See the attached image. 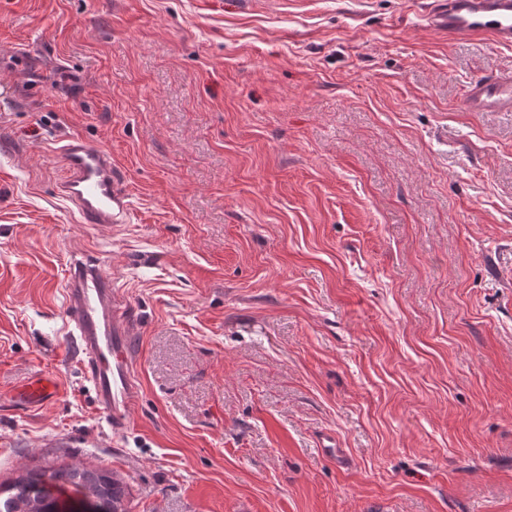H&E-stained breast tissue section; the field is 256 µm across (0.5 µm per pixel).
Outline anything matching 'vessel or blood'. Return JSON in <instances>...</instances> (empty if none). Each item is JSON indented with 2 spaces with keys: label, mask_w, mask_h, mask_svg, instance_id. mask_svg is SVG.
<instances>
[{
  "label": "vessel or blood",
  "mask_w": 512,
  "mask_h": 512,
  "mask_svg": "<svg viewBox=\"0 0 512 512\" xmlns=\"http://www.w3.org/2000/svg\"><path fill=\"white\" fill-rule=\"evenodd\" d=\"M433 28L449 39H479L495 47L512 46V0H434ZM471 112H512V72H490L468 84L462 100ZM58 152L64 175L59 194L86 224L125 223L131 209L123 172L111 155L80 136H67ZM71 334L78 340L95 402L114 433L130 426L137 402V381L130 342L138 324L116 287L99 265L83 253L71 257L65 288ZM27 405L57 400L53 376L40 373L18 392Z\"/></svg>",
  "instance_id": "vessel-or-blood-1"
}]
</instances>
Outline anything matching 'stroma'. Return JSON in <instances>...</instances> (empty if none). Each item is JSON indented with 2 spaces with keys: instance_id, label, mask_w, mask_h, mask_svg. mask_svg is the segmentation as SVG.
<instances>
[{
  "instance_id": "1",
  "label": "stroma",
  "mask_w": 512,
  "mask_h": 512,
  "mask_svg": "<svg viewBox=\"0 0 512 512\" xmlns=\"http://www.w3.org/2000/svg\"><path fill=\"white\" fill-rule=\"evenodd\" d=\"M428 8L0 0V482L55 459L131 512H512V112L462 106L512 49ZM69 134L130 223L58 194ZM75 251L140 326L122 434L66 328ZM45 372L55 402L16 398Z\"/></svg>"
}]
</instances>
